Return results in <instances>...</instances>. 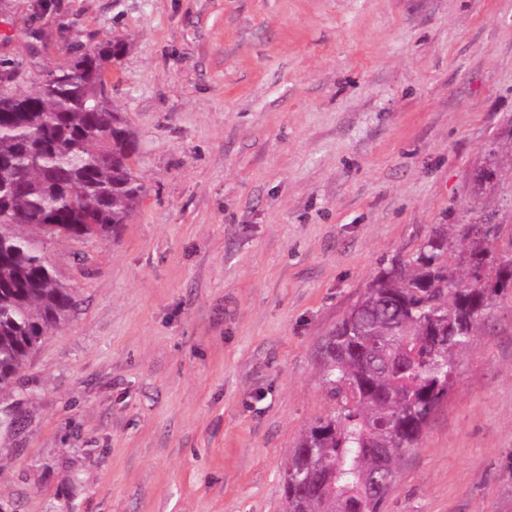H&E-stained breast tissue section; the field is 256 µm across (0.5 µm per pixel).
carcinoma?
I'll use <instances>...</instances> for the list:
<instances>
[{
  "instance_id": "obj_1",
  "label": "carcinoma",
  "mask_w": 512,
  "mask_h": 512,
  "mask_svg": "<svg viewBox=\"0 0 512 512\" xmlns=\"http://www.w3.org/2000/svg\"><path fill=\"white\" fill-rule=\"evenodd\" d=\"M121 40L76 53L32 89L0 71V391L67 320L74 292L57 279L40 236L88 239L125 224L146 195L136 141L106 91ZM467 268L448 264L439 234L418 264L382 272L323 340L340 414L307 428L283 473L286 512H381L400 457L448 393L457 357L493 296L512 288V253L461 234Z\"/></svg>"
}]
</instances>
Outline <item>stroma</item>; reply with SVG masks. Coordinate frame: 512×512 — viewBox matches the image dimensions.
Masks as SVG:
<instances>
[{
  "label": "stroma",
  "mask_w": 512,
  "mask_h": 512,
  "mask_svg": "<svg viewBox=\"0 0 512 512\" xmlns=\"http://www.w3.org/2000/svg\"><path fill=\"white\" fill-rule=\"evenodd\" d=\"M113 39L147 193L41 239L77 305L0 392V512H284L324 337L448 225L512 244V0H0L22 87ZM382 512H512L511 294Z\"/></svg>",
  "instance_id": "1"
}]
</instances>
